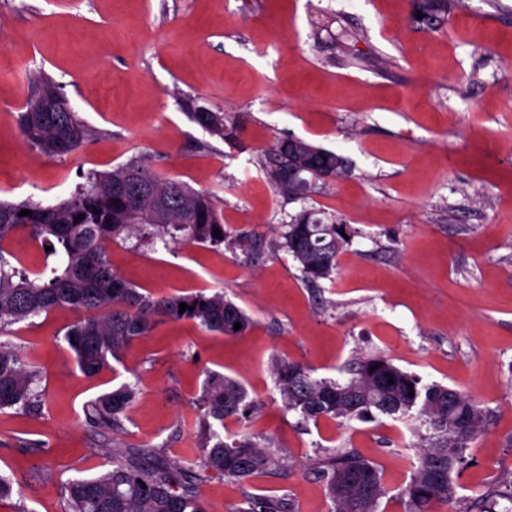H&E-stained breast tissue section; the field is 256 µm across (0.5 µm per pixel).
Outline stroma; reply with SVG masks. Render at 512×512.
Returning a JSON list of instances; mask_svg holds the SVG:
<instances>
[{"label": "stroma", "mask_w": 512, "mask_h": 512, "mask_svg": "<svg viewBox=\"0 0 512 512\" xmlns=\"http://www.w3.org/2000/svg\"><path fill=\"white\" fill-rule=\"evenodd\" d=\"M42 75L89 131L76 156L42 157L20 134L29 81ZM200 108L235 115L237 144L192 120ZM288 134L343 156L347 176L304 200L278 193L258 159ZM139 158L212 193L227 233L264 235L306 209L354 236L334 279L315 286L283 251L246 264L225 245L113 242L130 283L156 295L224 290L252 324L225 336L163 320L92 378L64 339L75 312L10 326L42 371L45 406L36 418L0 412V472L18 490L0 512H64L63 483L104 470L85 417L123 382L140 388L126 442L190 456L209 370L261 401L245 428L291 467L245 486L205 481L207 512H238L247 491L329 512L311 466L338 448L379 466L377 512H403L418 435L386 417L301 425L268 371L275 356L336 378L380 353L489 409L453 512L512 470V0H460L437 31L413 21L411 0H0V200L53 205L88 173Z\"/></svg>", "instance_id": "stroma-1"}]
</instances>
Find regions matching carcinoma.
<instances>
[{
    "mask_svg": "<svg viewBox=\"0 0 512 512\" xmlns=\"http://www.w3.org/2000/svg\"><path fill=\"white\" fill-rule=\"evenodd\" d=\"M422 14L419 23L438 26L455 6V0H414ZM35 85L56 98L59 110L36 112L35 101L26 103L19 117L25 141L39 155L62 159L79 152L88 136L57 91L41 76ZM193 119L212 136L227 143L237 139L236 117L226 112L199 109ZM306 171L311 179L322 171L341 172L344 158L306 141L294 145L288 136L277 138L265 151L261 164L276 190L290 193L288 164ZM32 211L22 216L21 210ZM221 230L222 238L213 236ZM25 232L52 248L54 266L42 277L17 267L20 260L1 246ZM345 224H325L302 212L285 230L269 236L243 231L228 239L216 199L206 191L172 179L135 160L110 172L89 176L87 184L70 198L52 206L0 201V335L8 327L40 314L61 309L78 313L68 326L65 340L75 353L80 371L95 377L112 368V362L163 319L193 320L211 332L236 336L245 332L250 316L224 292L156 296L143 293L112 268L108 248L112 241L135 237L153 245L223 243L238 249L247 262L280 250L302 267L307 281L332 279L338 255L349 244ZM189 309L179 311V304ZM241 328L234 329V324ZM270 373L287 410L307 424L321 419H366L374 414L402 419L411 414L430 431L420 446L417 464L399 494L404 512H433L436 504L453 506L458 479L470 462L469 443L487 425L489 412L467 393L422 379L380 354L353 359L349 377L318 378L312 370L282 358L271 359ZM393 383H388V380ZM42 374L9 340L0 339V411L9 409L37 417L45 405ZM139 394L137 384L125 382L91 404L86 424L99 436L94 453L109 460L111 468L91 478L63 484L65 512H206L197 499V485L222 477L240 484L285 468L286 450L272 440H255L251 434L224 435V420L245 425L261 410L237 379L209 371L198 399L196 448L190 459L170 458L156 446L127 444L124 420ZM313 472L323 483L332 503L329 512H377L387 494L376 463L359 453L342 449L318 459ZM359 477L364 487L348 481ZM512 512V472L502 474L493 492L477 502L479 512H497L499 500ZM239 512H293L282 497L243 495Z\"/></svg>",
    "mask_w": 512,
    "mask_h": 512,
    "instance_id": "carcinoma-1",
    "label": "carcinoma"
}]
</instances>
